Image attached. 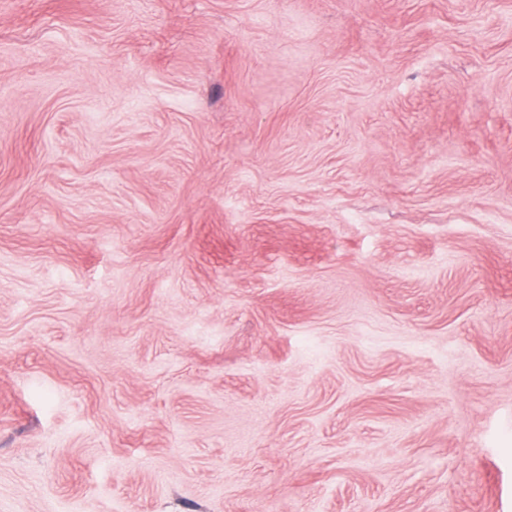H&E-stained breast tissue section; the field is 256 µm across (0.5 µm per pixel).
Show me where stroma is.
Instances as JSON below:
<instances>
[{
  "instance_id": "obj_1",
  "label": "stroma",
  "mask_w": 512,
  "mask_h": 512,
  "mask_svg": "<svg viewBox=\"0 0 512 512\" xmlns=\"http://www.w3.org/2000/svg\"><path fill=\"white\" fill-rule=\"evenodd\" d=\"M0 512H512V0H0Z\"/></svg>"
}]
</instances>
